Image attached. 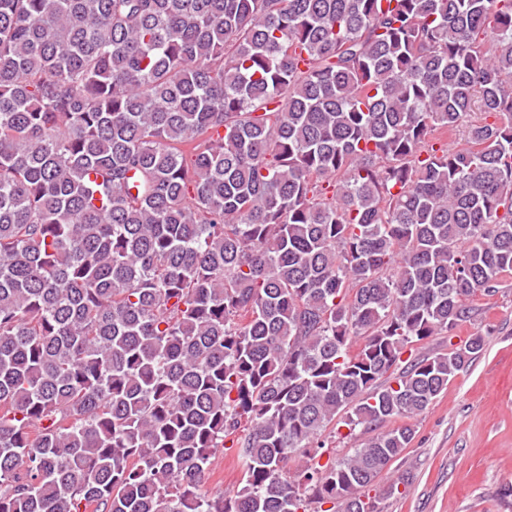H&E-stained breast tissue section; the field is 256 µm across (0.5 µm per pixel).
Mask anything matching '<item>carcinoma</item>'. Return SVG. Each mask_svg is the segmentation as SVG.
<instances>
[{"label": "carcinoma", "mask_w": 512, "mask_h": 512, "mask_svg": "<svg viewBox=\"0 0 512 512\" xmlns=\"http://www.w3.org/2000/svg\"><path fill=\"white\" fill-rule=\"evenodd\" d=\"M511 273L512 0H0V512H383ZM243 469L238 459V448H219L211 466L205 487L215 493H232L240 485Z\"/></svg>", "instance_id": "1"}]
</instances>
